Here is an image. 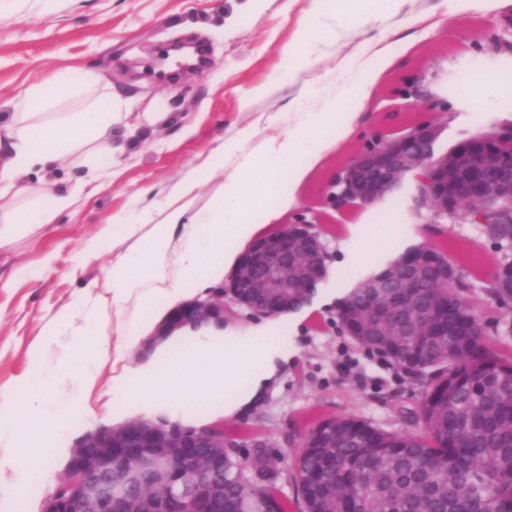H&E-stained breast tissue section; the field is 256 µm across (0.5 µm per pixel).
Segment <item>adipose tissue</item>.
<instances>
[{"label": "adipose tissue", "instance_id": "1", "mask_svg": "<svg viewBox=\"0 0 512 512\" xmlns=\"http://www.w3.org/2000/svg\"><path fill=\"white\" fill-rule=\"evenodd\" d=\"M380 34L366 41L367 52L356 60L362 73L356 84L339 89L350 106L337 111L327 102L305 113L288 132L257 150L225 142L200 155L190 175L147 217L154 223L146 244L113 266L106 293L86 308L93 317L109 311L120 315L134 299L144 307L140 326L119 330L117 339L100 335L96 360L69 359L26 377L17 393L0 398V472L15 475L23 489L33 475L32 460L63 457L60 441L75 407L96 388L102 364L112 366V422L131 420V407L162 413L164 407L223 397L222 414L243 415L264 397L288 360L287 337L273 334L275 318L249 328L232 325L206 336L185 330L156 345L136 367L125 363L127 354L144 344L143 333L154 321L178 306L179 282L198 277L202 269L218 275L236 268L241 255L266 232V222L295 207L299 188L311 167L330 150L351 141L358 119L368 105L371 90L387 70ZM85 72L55 77L51 85H35L0 113V195L16 189L34 169L46 168L77 148L89 147L90 172L68 189L51 193L44 204L0 211V246L25 228L51 223L55 214L72 207L100 178L112 174L113 126L126 118L124 100L105 94L103 103L83 111L64 112L44 120L51 96L79 94L92 85ZM234 154L237 173L224 174V157ZM287 190H280V178ZM214 183L207 204H200L198 189ZM263 213L265 223L252 220ZM29 417L19 420L20 404Z\"/></svg>", "mask_w": 512, "mask_h": 512}]
</instances>
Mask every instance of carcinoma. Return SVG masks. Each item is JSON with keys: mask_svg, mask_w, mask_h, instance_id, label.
<instances>
[{"mask_svg": "<svg viewBox=\"0 0 512 512\" xmlns=\"http://www.w3.org/2000/svg\"><path fill=\"white\" fill-rule=\"evenodd\" d=\"M508 224H478L497 250ZM459 286L444 294L448 335L400 336L419 366L407 370L425 384L415 419L418 432H388L351 417L320 420L297 454L296 482L304 512H497L512 503V359L500 358L484 332L457 328L463 291L478 276L457 261ZM414 288L408 305L415 321L435 289ZM255 464L271 471L273 456L239 460L224 449V502L251 512L253 492L243 480ZM270 512H288L274 484L263 493Z\"/></svg>", "mask_w": 512, "mask_h": 512, "instance_id": "carcinoma-1", "label": "carcinoma"}]
</instances>
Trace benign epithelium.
Here are the masks:
<instances>
[{
	"instance_id": "benign-epithelium-1",
	"label": "benign epithelium",
	"mask_w": 512,
	"mask_h": 512,
	"mask_svg": "<svg viewBox=\"0 0 512 512\" xmlns=\"http://www.w3.org/2000/svg\"><path fill=\"white\" fill-rule=\"evenodd\" d=\"M408 96L428 110L445 104L420 85H411ZM447 127L446 119L424 121L394 139L374 137L335 172L329 182L330 203L375 204L421 175L420 204L413 210L421 223L461 224L478 206L494 214L493 223L511 224L512 153L503 146L512 145V125L481 135L482 151L459 141L440 152L437 143ZM314 224V219H302L258 239L225 286L176 307L145 351L177 331L222 330L236 309L259 316L290 313L307 304L329 274L330 254ZM425 270L436 273L434 288H452L460 278L457 267L429 242L407 251L379 274L398 277L397 287L407 289L415 287L417 275ZM406 300L404 294L376 301L365 313L346 306L347 334L365 337L358 344L370 351L407 358L396 339L383 336L393 309ZM222 473V420L194 427L162 415L118 427L100 425L75 439L68 471L43 498L41 512H225ZM139 479L161 491L145 500L127 494L124 484Z\"/></svg>"
}]
</instances>
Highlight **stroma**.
I'll return each mask as SVG.
<instances>
[{
  "label": "stroma",
  "mask_w": 512,
  "mask_h": 512,
  "mask_svg": "<svg viewBox=\"0 0 512 512\" xmlns=\"http://www.w3.org/2000/svg\"><path fill=\"white\" fill-rule=\"evenodd\" d=\"M314 0H0V102L63 72L79 70L100 79L85 93L54 99L55 112H78L100 98L103 84L129 104L138 119L133 129L112 131L111 180L53 223L18 234L0 247V391H13L43 364L77 352L96 357L92 337L80 336L83 315H71L74 302L88 295L92 283H104L116 260L137 248L151 232L138 218L162 202L189 173L197 156L223 141H242L252 149L286 132L314 99L334 96L338 82L360 77L356 58L365 47L368 28L380 30L393 64L374 86L360 117V135L340 151L328 153L299 190L300 206L321 209L319 230L331 253L327 279L314 299L290 314L278 332L295 350L280 378L260 404L224 429L235 440L239 457L250 453V438L261 433L278 457L275 481L288 512H303L295 482V455L304 433L318 420L347 416L391 432L412 431L411 415L421 385L380 355L341 334L336 302L367 274L417 241L454 245L471 265L488 272L497 258L468 224L415 223L408 190L385 201L335 210L322 207L323 191L339 168L380 128L397 135L432 119L412 106L404 92L415 77L448 104V138L455 141L490 128L512 96V0L491 13L448 11V0H404L398 11L379 17L365 5L358 21L345 19L338 0L336 28L323 33V52L314 68L302 58L287 59L297 28L307 20ZM173 43L200 47L207 67L184 72L164 83L148 64L159 49ZM347 72L336 73L338 60ZM484 83L489 100L471 96ZM262 84L274 85L275 99L255 96ZM283 116L268 126L271 109ZM84 151H77L53 172L25 177L12 207L43 199L56 181L75 180L86 172ZM125 218L137 222L134 235L115 236L101 252L85 258V243L108 225ZM467 294L486 324L499 354L512 356L506 323L512 307L491 300L482 284ZM55 336L49 351L36 347L47 327ZM112 396V366L104 364L92 398L72 415L69 437L100 425V403ZM51 480L33 479L15 495L10 473L0 474V500L7 512H40L51 482L66 469L62 458L47 460Z\"/></svg>",
  "instance_id": "obj_1"
}]
</instances>
